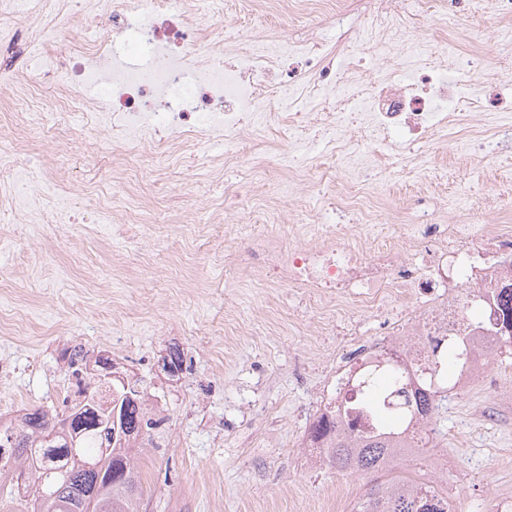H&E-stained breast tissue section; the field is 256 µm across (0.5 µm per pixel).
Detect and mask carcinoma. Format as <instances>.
<instances>
[{
  "label": "carcinoma",
  "mask_w": 512,
  "mask_h": 512,
  "mask_svg": "<svg viewBox=\"0 0 512 512\" xmlns=\"http://www.w3.org/2000/svg\"><path fill=\"white\" fill-rule=\"evenodd\" d=\"M498 324L512 345V287L502 290ZM116 414L119 431L136 437L150 428L143 398L128 390L102 409L78 398L62 415L38 407L0 429V449H9L11 471L29 479L33 512H140V475L131 449L104 434L103 422ZM392 448L376 438L353 447L338 439L323 449V461L339 470L369 472L370 485L354 512H453L448 495L412 476L385 468Z\"/></svg>",
  "instance_id": "1"
}]
</instances>
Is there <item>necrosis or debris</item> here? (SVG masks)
Segmentation results:
<instances>
[{
	"instance_id": "obj_1",
	"label": "necrosis or debris",
	"mask_w": 512,
	"mask_h": 512,
	"mask_svg": "<svg viewBox=\"0 0 512 512\" xmlns=\"http://www.w3.org/2000/svg\"><path fill=\"white\" fill-rule=\"evenodd\" d=\"M214 0H0V104L15 108L0 126V157L55 138L75 143L87 158L107 157L109 179L82 191L102 199L108 228L103 240L125 257L155 244L160 233L136 188L130 161L144 149L171 159L210 141L224 151L211 170L241 167L259 179L276 166L284 187H265L243 223L225 220V285L254 284L298 291L305 306L330 316L325 336H353L355 316L388 313L381 338H367L337 366L321 401L333 417L350 398L366 400L373 378L391 375L411 387L434 371L433 348L452 343L466 352V369L431 388L466 395L489 380L490 360L503 344L496 314L501 288L512 284V224L456 215L446 207L418 212L392 204L388 184L420 181L434 149L461 159L483 150L496 158L512 150V114L474 94V56L464 49L469 0H448L453 37L434 45L431 16L410 12L405 0H320L315 17L345 31L342 44L324 51L316 38L292 54L271 47L262 29L226 41L220 59L196 44ZM108 14L112 39H70L64 31L79 13ZM54 43L60 78L45 82L26 63L22 29ZM304 70L288 69L289 61ZM54 93L59 121L39 105ZM312 112L298 111L302 102ZM274 124L292 150L269 153L254 141ZM320 140L332 167L313 166L295 146ZM59 155L45 156L41 172L16 167L0 176V223L26 225L30 236L45 227L74 223L59 190ZM331 185L334 195L315 223L282 225L289 202L305 205ZM374 410L300 440L327 448L336 438L380 432Z\"/></svg>"
}]
</instances>
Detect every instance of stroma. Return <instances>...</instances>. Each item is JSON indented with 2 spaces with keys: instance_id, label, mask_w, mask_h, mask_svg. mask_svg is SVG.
Masks as SVG:
<instances>
[{
  "instance_id": "stroma-1",
  "label": "stroma",
  "mask_w": 512,
  "mask_h": 512,
  "mask_svg": "<svg viewBox=\"0 0 512 512\" xmlns=\"http://www.w3.org/2000/svg\"><path fill=\"white\" fill-rule=\"evenodd\" d=\"M223 2L220 22L228 31L263 27L303 41L313 29L327 44L340 35L332 23L310 20L305 0H285L279 10L262 0ZM198 164L148 151L133 163L141 189L159 200L156 223L169 219L163 196H179L187 209L223 199L235 173L196 179ZM433 166L432 180L393 183V203L425 192L430 207L443 206L464 176L475 209L512 212L503 194L512 182V153L464 171L440 154ZM163 168L167 180L151 181L150 173ZM220 251L200 227H183L157 255L156 277L130 288L113 287L108 248L85 224L54 249L35 245L16 254L0 279V312L15 324L13 334L0 333V418L40 405L61 410L68 358L80 348L117 363L162 420L134 451L147 512H353L369 476L338 472L298 445L349 339L317 343L297 335L299 303L291 291L272 300L261 288L226 295L213 263ZM188 278L195 287H184ZM173 348L184 359L175 376L163 369ZM492 371L495 391L440 401L431 448L407 465L446 491L455 512H497L512 502V357L494 356Z\"/></svg>"
}]
</instances>
